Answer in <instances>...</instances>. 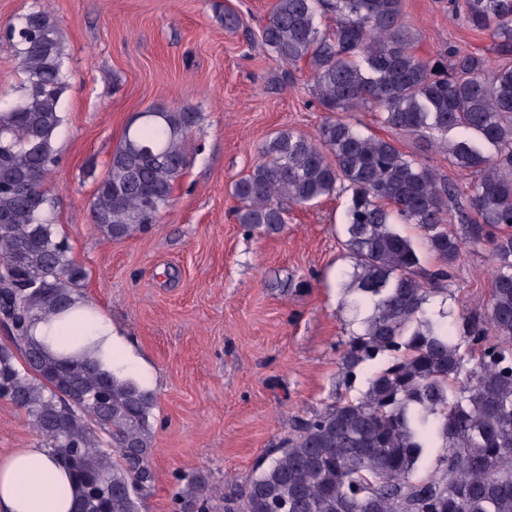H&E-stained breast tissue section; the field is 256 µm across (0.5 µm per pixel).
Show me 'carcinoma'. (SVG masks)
Listing matches in <instances>:
<instances>
[{
  "label": "carcinoma",
  "mask_w": 512,
  "mask_h": 512,
  "mask_svg": "<svg viewBox=\"0 0 512 512\" xmlns=\"http://www.w3.org/2000/svg\"><path fill=\"white\" fill-rule=\"evenodd\" d=\"M329 14L323 32L317 19ZM463 19L495 38L498 61L415 51L404 0H273L259 30L277 60L304 64L326 112L381 111L389 130L448 155L473 175L462 194L390 138L326 120L314 136L289 129L260 148L236 180L235 217L269 233L288 209L348 195L343 246L354 260L344 288L366 310L342 342L338 385L382 361L357 397L339 396L294 425L224 495V512H512V0H464ZM25 79L0 110V399L21 409L75 486L70 512H143L155 398L85 356L54 352L29 335L66 312L86 279L49 223L47 175L66 91L63 33L46 10L5 24ZM200 114L152 108L129 123L98 183L92 218L124 240L157 222L186 166ZM461 224L448 232V221ZM413 224L437 264L397 225ZM487 245L493 267L483 310L427 316L469 246ZM427 448L431 470L417 474Z\"/></svg>",
  "instance_id": "obj_1"
}]
</instances>
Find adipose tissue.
<instances>
[{"mask_svg":"<svg viewBox=\"0 0 512 512\" xmlns=\"http://www.w3.org/2000/svg\"><path fill=\"white\" fill-rule=\"evenodd\" d=\"M30 334L39 340H91L102 369L118 375L137 362L111 320L80 298L69 317L38 320ZM73 494L68 470L42 445L18 448L0 458V512H69Z\"/></svg>","mask_w":512,"mask_h":512,"instance_id":"1","label":"adipose tissue"}]
</instances>
